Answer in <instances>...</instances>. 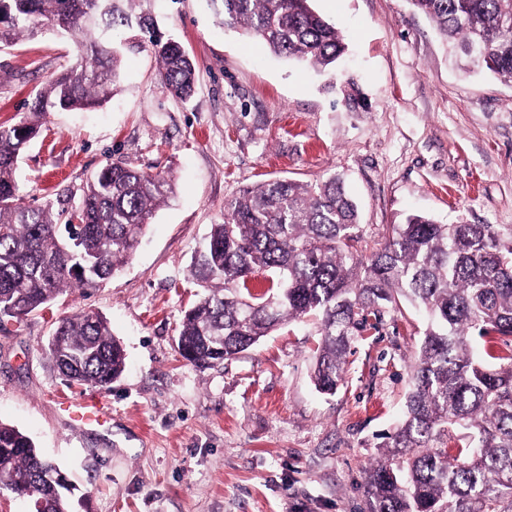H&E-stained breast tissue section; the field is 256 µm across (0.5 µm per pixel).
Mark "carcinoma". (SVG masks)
Wrapping results in <instances>:
<instances>
[{
	"instance_id": "1",
	"label": "carcinoma",
	"mask_w": 512,
	"mask_h": 512,
	"mask_svg": "<svg viewBox=\"0 0 512 512\" xmlns=\"http://www.w3.org/2000/svg\"><path fill=\"white\" fill-rule=\"evenodd\" d=\"M222 24L272 53L331 72L345 52L341 32L311 0H212ZM461 55L512 80V0H411ZM0 51L51 25L71 37L80 61L37 90L30 112L0 126V319L22 320L71 286L86 288L119 271L154 210L173 194L164 174L121 161L88 183L77 218L60 223L64 202L26 204L18 162L55 109L99 105L119 80L117 52L86 40L124 23L107 0H0ZM158 75L175 97L194 90L196 62L172 39L152 38ZM358 210L341 178L276 180L225 202L190 275L202 297L183 317L180 356L197 368L224 363L281 325L320 321L313 381L326 395L343 381L350 346L377 328L383 309L408 303L426 316L403 421L383 436L382 459L367 475L370 512H512V228L439 224L413 215L387 227L379 248L363 245ZM269 274L272 305L251 295L256 271ZM492 342L478 357L472 341ZM48 357L66 381L106 387L125 352L94 312L60 320ZM0 489L38 501L39 512H70L72 483L29 435L0 422Z\"/></svg>"
}]
</instances>
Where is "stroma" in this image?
<instances>
[{
    "mask_svg": "<svg viewBox=\"0 0 512 512\" xmlns=\"http://www.w3.org/2000/svg\"><path fill=\"white\" fill-rule=\"evenodd\" d=\"M114 3L132 23L97 33L120 54L112 98L45 114L19 190L32 205L76 207L90 177L119 160L169 175L174 193L119 272L0 324V421L68 473L71 512H368L365 472L403 417L422 315L384 310L356 337L332 396L311 379L319 338L308 319L199 369L176 347L197 299L191 257L226 201L274 179L341 176L372 245L412 214L512 227V81L464 66L410 0H312L347 45L332 76L220 25L211 0ZM152 31L195 59L189 99L161 84ZM76 60L47 26L0 52V125ZM83 311L107 319L127 360L102 390L111 422L79 429L59 399L93 389L53 371L47 344Z\"/></svg>",
    "mask_w": 512,
    "mask_h": 512,
    "instance_id": "stroma-1",
    "label": "stroma"
}]
</instances>
